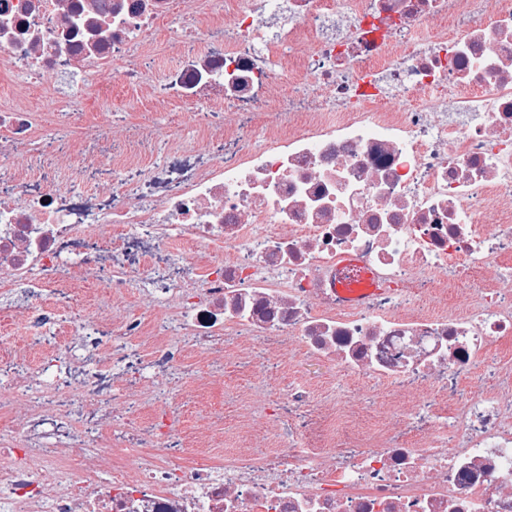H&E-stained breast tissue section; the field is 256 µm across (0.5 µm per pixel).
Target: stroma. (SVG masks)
<instances>
[{
    "mask_svg": "<svg viewBox=\"0 0 512 512\" xmlns=\"http://www.w3.org/2000/svg\"><path fill=\"white\" fill-rule=\"evenodd\" d=\"M101 93L109 102L108 112L101 118L112 127L111 138L87 141L84 151L72 155V162L90 160L80 191L102 194L110 187L114 173L106 156L119 150L125 141L123 120L130 107L144 105L155 95L152 88L128 85L113 81L102 87ZM52 124L39 128L26 150L33 163L28 178L32 191L62 187L66 184L61 150L51 145ZM138 292H130L125 298L106 303L101 290L77 283L71 303L74 313L92 315L114 311L126 315L140 312ZM192 376L174 374L169 383L175 391V404L183 416V439L193 445L197 438L216 441L218 453L233 455L250 442L264 446L269 434L277 427L276 418L269 416L265 407L270 400L287 393L289 388L306 384L317 397L333 399L340 394H355L357 383L350 377L336 372L332 365L310 367L305 356L283 362L273 378H265L250 372L241 359L228 354L218 361L196 358L192 361Z\"/></svg>",
    "mask_w": 512,
    "mask_h": 512,
    "instance_id": "35a3bbf8",
    "label": "stroma"
}]
</instances>
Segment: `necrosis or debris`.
<instances>
[{"mask_svg": "<svg viewBox=\"0 0 512 512\" xmlns=\"http://www.w3.org/2000/svg\"><path fill=\"white\" fill-rule=\"evenodd\" d=\"M106 74L223 106V155L168 132L170 177L136 123L104 201L29 193L39 115L4 88L69 78L72 153L108 135L83 119ZM79 273L144 312L60 318ZM0 298L51 358L0 361V512H512V0H0ZM256 343L259 374L299 353L385 385L388 426L297 386L275 454L188 451L168 379Z\"/></svg>", "mask_w": 512, "mask_h": 512, "instance_id": "1", "label": "necrosis or debris"}]
</instances>
